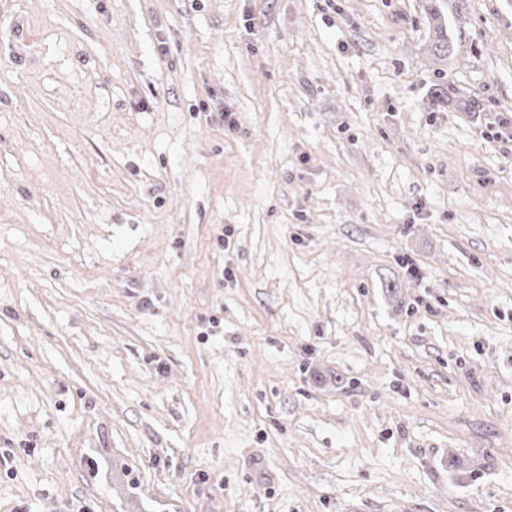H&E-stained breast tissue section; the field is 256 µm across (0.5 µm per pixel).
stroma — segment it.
Instances as JSON below:
<instances>
[{"instance_id": "stroma-1", "label": "stroma", "mask_w": 512, "mask_h": 512, "mask_svg": "<svg viewBox=\"0 0 512 512\" xmlns=\"http://www.w3.org/2000/svg\"><path fill=\"white\" fill-rule=\"evenodd\" d=\"M449 4L476 112L424 0H0V512H512V0Z\"/></svg>"}]
</instances>
